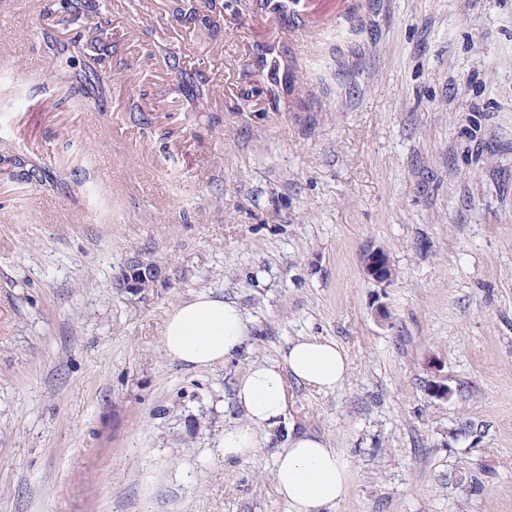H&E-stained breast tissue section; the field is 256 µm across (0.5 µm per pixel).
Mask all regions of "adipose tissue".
Returning a JSON list of instances; mask_svg holds the SVG:
<instances>
[{"label": "adipose tissue", "instance_id": "adipose-tissue-1", "mask_svg": "<svg viewBox=\"0 0 512 512\" xmlns=\"http://www.w3.org/2000/svg\"><path fill=\"white\" fill-rule=\"evenodd\" d=\"M248 326L222 296L201 293L178 303L167 315L161 343L173 360L190 368L220 364L240 352ZM350 363L331 339L302 336L289 343L282 363L249 364L234 387L243 420L224 431L220 452L225 463L245 459L260 446V430L284 421L291 405V383L319 391L343 385ZM273 480L289 512H332L349 494L346 462L324 438L292 427L275 461Z\"/></svg>", "mask_w": 512, "mask_h": 512}]
</instances>
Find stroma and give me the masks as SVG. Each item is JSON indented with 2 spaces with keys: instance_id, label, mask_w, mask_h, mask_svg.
Masks as SVG:
<instances>
[{
  "instance_id": "35a3bbf8",
  "label": "stroma",
  "mask_w": 512,
  "mask_h": 512,
  "mask_svg": "<svg viewBox=\"0 0 512 512\" xmlns=\"http://www.w3.org/2000/svg\"><path fill=\"white\" fill-rule=\"evenodd\" d=\"M368 2L359 30L292 43L305 106L273 110L261 14L224 0L201 40L125 0L105 39L126 82L74 111L45 82L42 14L0 0L20 92L0 146L79 164L63 191L0 183V512H288L292 423L350 469L333 512H512V0ZM134 256L166 272L142 299L114 287ZM201 292L249 336L188 369L161 330ZM301 336L336 340L347 380L294 387L289 423L225 466L237 379ZM364 271L372 280L380 284H388L394 276L392 266L386 253L373 249L364 257Z\"/></svg>"
}]
</instances>
